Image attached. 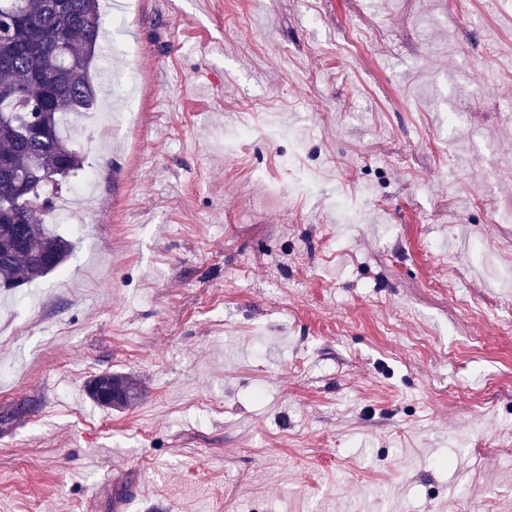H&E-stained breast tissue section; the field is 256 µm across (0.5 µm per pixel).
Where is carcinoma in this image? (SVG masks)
I'll use <instances>...</instances> for the list:
<instances>
[{
  "label": "carcinoma",
  "instance_id": "1",
  "mask_svg": "<svg viewBox=\"0 0 512 512\" xmlns=\"http://www.w3.org/2000/svg\"><path fill=\"white\" fill-rule=\"evenodd\" d=\"M104 18L101 0H0V202L11 209L0 223V290L13 291L60 268L72 251L69 240L46 224L51 208L35 198L57 199L63 180L81 169L83 156L63 135L64 118L97 101L95 60ZM40 156L64 166L50 172ZM103 381L120 394L111 409L134 405L142 394L130 377L111 373ZM33 399L0 411V423L34 411Z\"/></svg>",
  "mask_w": 512,
  "mask_h": 512
}]
</instances>
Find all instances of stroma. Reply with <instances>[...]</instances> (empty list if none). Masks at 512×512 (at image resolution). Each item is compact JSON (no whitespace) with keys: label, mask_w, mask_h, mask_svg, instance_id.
Here are the masks:
<instances>
[{"label":"stroma","mask_w":512,"mask_h":512,"mask_svg":"<svg viewBox=\"0 0 512 512\" xmlns=\"http://www.w3.org/2000/svg\"><path fill=\"white\" fill-rule=\"evenodd\" d=\"M140 126L0 298V512H512V0H138ZM139 380L95 405L102 372ZM95 378L96 376L88 382L86 386L87 394L93 402L103 407L123 410L131 407L141 398L142 390L133 379L121 373H111L103 378V382H107L112 386V394H114V391H118L120 399L114 403L112 402V394H109L106 396V399L112 403V406L104 404L98 401L92 394L91 387L95 382Z\"/></svg>","instance_id":"obj_1"}]
</instances>
